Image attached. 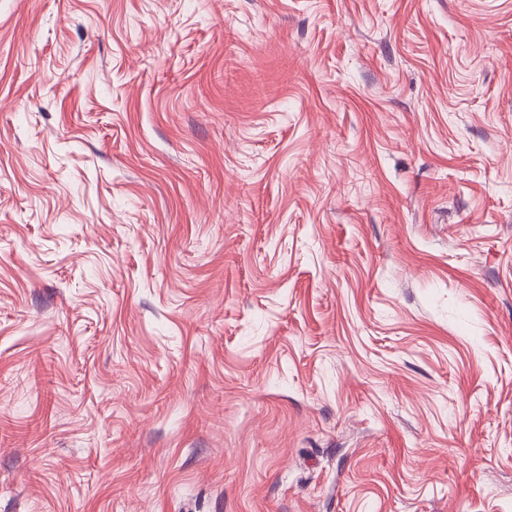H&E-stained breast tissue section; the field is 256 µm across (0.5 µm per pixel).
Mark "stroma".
Masks as SVG:
<instances>
[{
    "instance_id": "obj_1",
    "label": "stroma",
    "mask_w": 512,
    "mask_h": 512,
    "mask_svg": "<svg viewBox=\"0 0 512 512\" xmlns=\"http://www.w3.org/2000/svg\"><path fill=\"white\" fill-rule=\"evenodd\" d=\"M0 512H512V0H0Z\"/></svg>"
}]
</instances>
